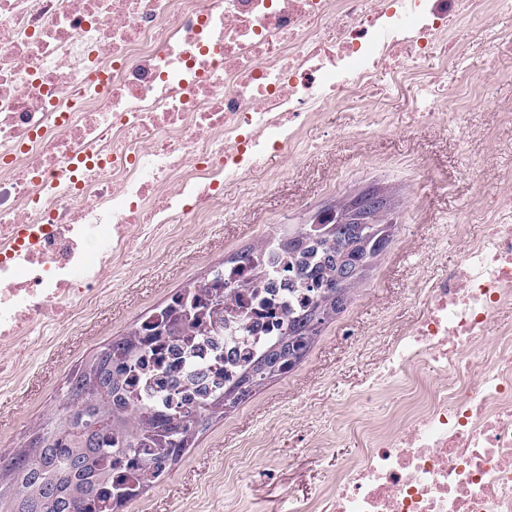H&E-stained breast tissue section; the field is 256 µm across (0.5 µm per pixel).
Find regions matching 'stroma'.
<instances>
[{
  "instance_id": "35a3bbf8",
  "label": "stroma",
  "mask_w": 512,
  "mask_h": 512,
  "mask_svg": "<svg viewBox=\"0 0 512 512\" xmlns=\"http://www.w3.org/2000/svg\"><path fill=\"white\" fill-rule=\"evenodd\" d=\"M512 9L492 29L464 36L460 68L495 69L486 103L448 122L415 125L407 97L394 98L386 122L368 139L351 138L361 110L324 109L306 124L294 153L267 152L247 178L227 183L216 217L204 224H152L141 248L112 273V286L80 320L36 342L15 344L17 367L0 373V449L24 441L65 392L80 360L139 315L204 276L235 252L298 224L328 205L375 186L390 198L392 241L343 312L307 357L200 435L170 476L123 512H288V499L321 495L337 460L359 449L349 416L373 417L358 398L394 336L422 314L418 282L456 266L465 240L460 221L483 222L469 206L512 166ZM474 135L461 139L460 127Z\"/></svg>"
}]
</instances>
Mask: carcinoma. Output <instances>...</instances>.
Instances as JSON below:
<instances>
[{
    "instance_id": "cac0c4a2",
    "label": "carcinoma",
    "mask_w": 512,
    "mask_h": 512,
    "mask_svg": "<svg viewBox=\"0 0 512 512\" xmlns=\"http://www.w3.org/2000/svg\"><path fill=\"white\" fill-rule=\"evenodd\" d=\"M332 215L315 224H285L275 235L225 259L220 270L251 274L249 281L228 285L212 274L170 296L153 309L157 321L142 317L121 336L112 338L81 361L66 381L62 402L28 433L25 442L4 454L13 467H0V512H119L143 491L162 483L181 461L197 436L228 412L226 393L245 377H262L267 370L281 377L304 358L319 332L309 321L320 301L336 292V259L346 248L368 267L375 253L370 240L385 224L329 223ZM288 258V288L302 289L303 302L288 309L279 333L262 350L246 358L236 380L224 383V369L211 368L191 375L186 386H198L200 401L178 397L164 412H157L134 393L138 372L152 360L162 336L171 340L168 354L181 359L182 339H204L210 327L200 310L223 321L224 307L239 288L267 277L259 263H243L262 251Z\"/></svg>"
}]
</instances>
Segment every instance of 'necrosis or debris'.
Listing matches in <instances>:
<instances>
[{
	"mask_svg": "<svg viewBox=\"0 0 512 512\" xmlns=\"http://www.w3.org/2000/svg\"><path fill=\"white\" fill-rule=\"evenodd\" d=\"M512 0H0V346L72 322L141 245L134 226L209 218L224 184L290 148L325 106L420 86L439 56L457 105L484 104L459 69L457 29ZM489 222L461 262L420 288L423 315L391 344L382 378L405 389L384 432L316 499L288 512H512V187L479 196ZM218 347L161 367L237 363L292 299L241 291Z\"/></svg>",
	"mask_w": 512,
	"mask_h": 512,
	"instance_id": "4bbe7bcc",
	"label": "necrosis or debris"
}]
</instances>
